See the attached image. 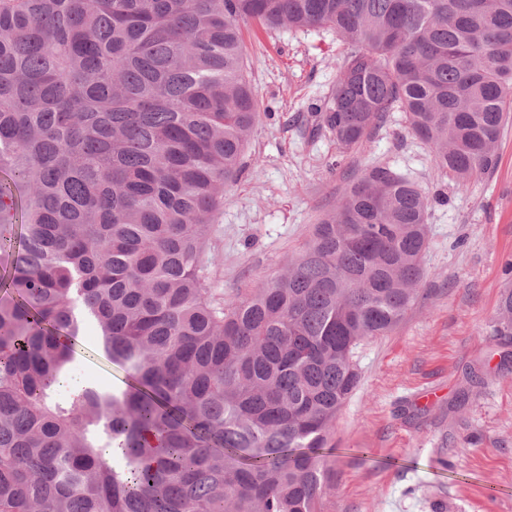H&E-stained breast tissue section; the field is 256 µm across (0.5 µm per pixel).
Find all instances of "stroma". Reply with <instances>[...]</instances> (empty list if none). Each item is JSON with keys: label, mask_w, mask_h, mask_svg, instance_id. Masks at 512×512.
I'll return each mask as SVG.
<instances>
[{"label": "stroma", "mask_w": 512, "mask_h": 512, "mask_svg": "<svg viewBox=\"0 0 512 512\" xmlns=\"http://www.w3.org/2000/svg\"><path fill=\"white\" fill-rule=\"evenodd\" d=\"M246 68L268 114L244 147L209 225L210 285L245 297L299 257L343 186L372 164L429 197L425 275L404 318L355 351L360 382L336 415L324 512H512V343L497 333L512 284V120L491 173L458 189L400 113L339 155L310 135L312 107L334 89L344 44L327 31L243 30ZM482 367L484 384L470 383ZM87 326L60 388L122 386Z\"/></svg>", "instance_id": "stroma-1"}]
</instances>
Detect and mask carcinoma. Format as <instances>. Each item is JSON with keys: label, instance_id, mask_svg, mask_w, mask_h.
Masks as SVG:
<instances>
[{"label": "carcinoma", "instance_id": "obj_1", "mask_svg": "<svg viewBox=\"0 0 512 512\" xmlns=\"http://www.w3.org/2000/svg\"><path fill=\"white\" fill-rule=\"evenodd\" d=\"M249 24L347 45L314 112L341 152L402 112L459 187L495 168L512 0H0V512H323L354 351L413 303L429 202L370 166L285 273L211 287L266 114ZM87 322L126 381L63 393Z\"/></svg>", "mask_w": 512, "mask_h": 512}]
</instances>
